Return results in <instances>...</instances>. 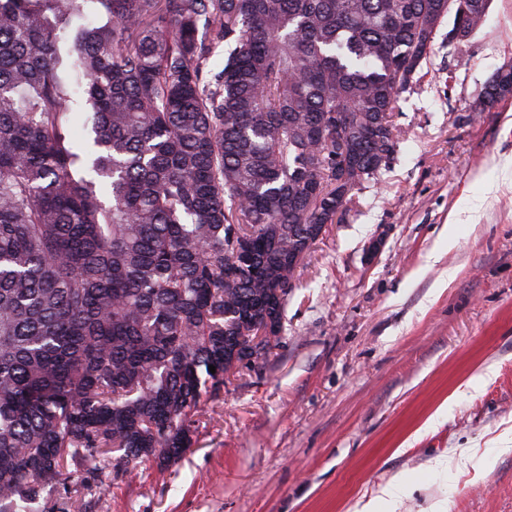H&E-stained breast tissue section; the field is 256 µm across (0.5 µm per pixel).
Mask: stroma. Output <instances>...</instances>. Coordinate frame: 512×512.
Instances as JSON below:
<instances>
[{
  "mask_svg": "<svg viewBox=\"0 0 512 512\" xmlns=\"http://www.w3.org/2000/svg\"><path fill=\"white\" fill-rule=\"evenodd\" d=\"M507 63L512 0L468 41L437 36L397 162L300 265L269 353L203 402L175 463L92 461L84 512H355L396 475L400 512H512V452L491 446L512 439V183L469 216L512 158V100L477 109ZM473 444L481 470H430Z\"/></svg>",
  "mask_w": 512,
  "mask_h": 512,
  "instance_id": "stroma-1",
  "label": "stroma"
}]
</instances>
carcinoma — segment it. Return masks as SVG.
<instances>
[{
  "mask_svg": "<svg viewBox=\"0 0 512 512\" xmlns=\"http://www.w3.org/2000/svg\"><path fill=\"white\" fill-rule=\"evenodd\" d=\"M490 2L0 0V512L193 446L243 337L282 330L301 261L395 161L445 20L462 41Z\"/></svg>",
  "mask_w": 512,
  "mask_h": 512,
  "instance_id": "1",
  "label": "carcinoma"
}]
</instances>
